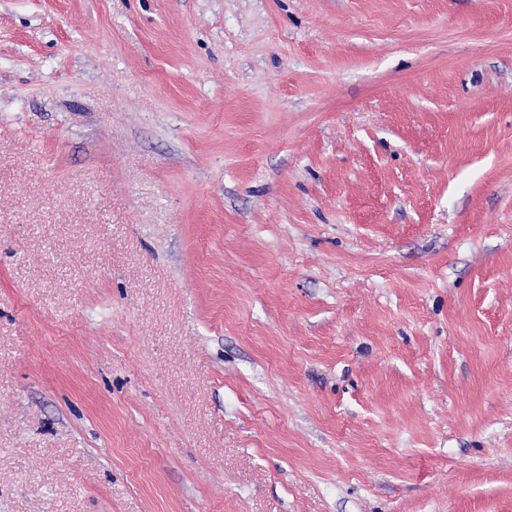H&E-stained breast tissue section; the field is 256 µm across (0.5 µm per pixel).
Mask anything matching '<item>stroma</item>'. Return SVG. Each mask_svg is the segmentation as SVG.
<instances>
[{
  "label": "stroma",
  "mask_w": 512,
  "mask_h": 512,
  "mask_svg": "<svg viewBox=\"0 0 512 512\" xmlns=\"http://www.w3.org/2000/svg\"><path fill=\"white\" fill-rule=\"evenodd\" d=\"M0 512H512V0H0Z\"/></svg>",
  "instance_id": "obj_1"
}]
</instances>
